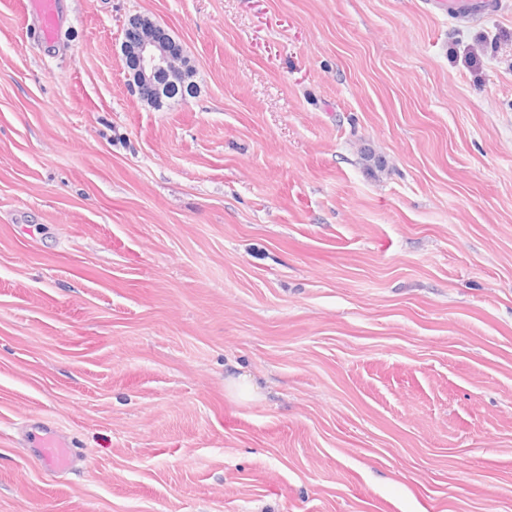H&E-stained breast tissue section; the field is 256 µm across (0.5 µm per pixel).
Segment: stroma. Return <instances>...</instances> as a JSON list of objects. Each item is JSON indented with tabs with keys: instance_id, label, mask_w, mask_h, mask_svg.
I'll return each mask as SVG.
<instances>
[{
	"instance_id": "35a3bbf8",
	"label": "stroma",
	"mask_w": 512,
	"mask_h": 512,
	"mask_svg": "<svg viewBox=\"0 0 512 512\" xmlns=\"http://www.w3.org/2000/svg\"><path fill=\"white\" fill-rule=\"evenodd\" d=\"M61 2L0 0V512H512V0ZM25 6L26 11L37 18L43 40L54 41L60 28L59 0H26ZM437 7L448 9V13L480 16L489 2L487 0H434ZM151 25L158 36L165 37L160 42L145 33L139 20L130 16L123 26V40L121 51L123 57L133 52L137 59V69L130 73L127 71L128 86L139 99H150L157 95L156 75L165 73L170 83L177 84L185 77V70L178 63V57L185 55L182 44L177 41L168 29L149 18ZM43 435L36 434L37 447L41 448L43 456L55 470H66L73 466L76 454L71 443L52 433L41 429Z\"/></svg>"
}]
</instances>
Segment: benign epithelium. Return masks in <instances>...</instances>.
I'll return each instance as SVG.
<instances>
[{
  "label": "benign epithelium",
  "instance_id": "benign-epithelium-1",
  "mask_svg": "<svg viewBox=\"0 0 512 512\" xmlns=\"http://www.w3.org/2000/svg\"><path fill=\"white\" fill-rule=\"evenodd\" d=\"M156 33L164 37L160 42L144 31L141 22L129 17L123 26L121 51L133 52L137 59V69L126 73L128 86L139 99H150L157 95L156 75L164 73L169 82L177 84L185 77V70L178 58L185 55L182 44L168 29L154 21H149Z\"/></svg>",
  "mask_w": 512,
  "mask_h": 512
}]
</instances>
